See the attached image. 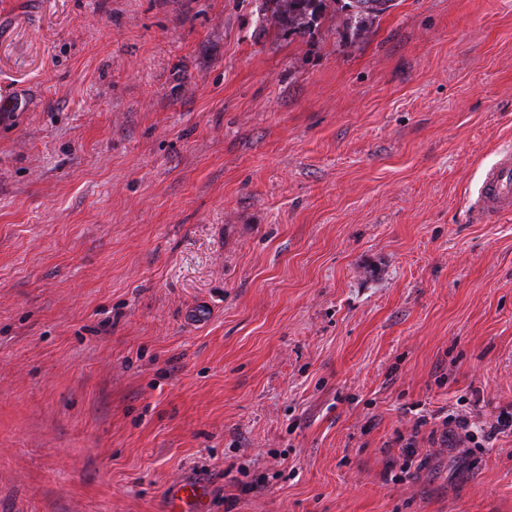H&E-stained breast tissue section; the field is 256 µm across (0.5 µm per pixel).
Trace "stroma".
Returning a JSON list of instances; mask_svg holds the SVG:
<instances>
[{"instance_id": "1", "label": "stroma", "mask_w": 512, "mask_h": 512, "mask_svg": "<svg viewBox=\"0 0 512 512\" xmlns=\"http://www.w3.org/2000/svg\"><path fill=\"white\" fill-rule=\"evenodd\" d=\"M263 2L0 0V512H512V0ZM392 0H265L270 19L288 30L289 35L305 37L326 16L339 12L342 24L353 37L362 38L391 5ZM473 217L478 222L512 212V150L499 152L496 162L482 176L478 193L471 205ZM208 497L205 483L177 479L165 490V512H210Z\"/></svg>"}]
</instances>
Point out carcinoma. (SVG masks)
I'll return each mask as SVG.
<instances>
[{
  "label": "carcinoma",
  "instance_id": "carcinoma-1",
  "mask_svg": "<svg viewBox=\"0 0 512 512\" xmlns=\"http://www.w3.org/2000/svg\"><path fill=\"white\" fill-rule=\"evenodd\" d=\"M392 0H265L270 19L288 34L305 37L326 16L343 14V27L353 37L367 34Z\"/></svg>",
  "mask_w": 512,
  "mask_h": 512
}]
</instances>
